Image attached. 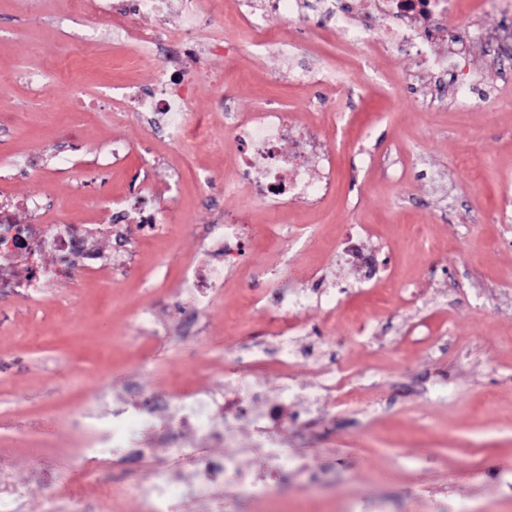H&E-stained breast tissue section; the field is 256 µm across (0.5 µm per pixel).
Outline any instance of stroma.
<instances>
[{
    "mask_svg": "<svg viewBox=\"0 0 512 512\" xmlns=\"http://www.w3.org/2000/svg\"><path fill=\"white\" fill-rule=\"evenodd\" d=\"M67 11L68 0H0V163L35 168L0 184V209L25 221L28 200L48 201L54 217L96 226L105 252L107 204L116 198L168 232L146 241L138 224L128 225L125 276L108 282L79 270L55 301L0 302V486L25 491L12 512H145L132 488L153 480L152 462L82 471V437L70 414L100 391L108 415L183 385L223 390L231 357L261 327L249 298L253 274L278 252L306 275L265 290L308 303L290 339L296 366L281 375L272 354L263 371L266 397L292 389L288 423L274 432L290 454L289 496L249 499L224 484L180 501L176 512H512V85L486 52L492 43L512 46V25L494 12L477 14L467 66L480 90L469 106L448 97L426 108L399 84L421 68L419 57L376 60L380 79L364 80L354 53L332 48L313 13L298 22L306 40L296 55L328 62L336 80L293 83L278 46L289 22L275 21L271 47L244 64L211 58L218 85L195 91L219 151L183 158L156 143L145 180L140 146L149 129L132 115L113 124L104 88L140 91L154 62L129 69L105 20L77 25ZM31 71L48 76L46 94L28 85ZM220 93L245 112L273 102L300 126L316 127L333 152L329 194L263 203L225 189L224 171L238 155L211 113ZM335 113L342 121L332 122ZM117 139L132 150L116 162ZM198 167L212 171L219 204L200 194ZM175 168L182 177L171 194ZM227 213L245 221L246 260L226 271L199 332H182L183 265ZM354 224L366 225L368 236L348 238ZM341 280L368 288L325 319L320 297ZM144 308L158 328L146 339L131 330ZM363 319L369 328L360 335L355 323ZM336 367L352 399L330 390L327 372ZM263 412L258 402L232 420L220 445L190 428L185 453L169 452L161 433L145 445L187 483L198 454L230 457L258 476L269 465L256 424Z\"/></svg>",
    "mask_w": 512,
    "mask_h": 512,
    "instance_id": "1",
    "label": "stroma"
}]
</instances>
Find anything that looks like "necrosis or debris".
Listing matches in <instances>:
<instances>
[{"mask_svg": "<svg viewBox=\"0 0 512 512\" xmlns=\"http://www.w3.org/2000/svg\"><path fill=\"white\" fill-rule=\"evenodd\" d=\"M317 8L331 22L339 42L355 47L361 55L357 66L362 75L374 74L372 57L376 54L398 56L416 49L430 76L441 77L455 72L458 60L452 55L437 53V43L447 41L449 27L469 28L476 13L499 12L512 22V0H357V9L365 14L363 22H355L344 0H316ZM137 12L153 16L151 25H133L127 13L113 8L110 0H70L72 17L103 16L109 22L114 41L133 45L135 60L163 52V60L153 71V80L162 87V94L138 96L140 111L150 113L154 126L166 135L171 146L212 151L216 145L204 130V120L193 109L194 99L186 87L211 80L208 70L194 66L196 50L181 41L180 30L163 20L160 0H136ZM383 16L385 36L381 42L371 39V18ZM214 112L224 120V137L231 141L241 160L240 165L225 175L230 187L244 190L256 199L283 197L289 200L325 195L327 188L306 169L308 158L317 165L328 163V156H315L317 132L302 137L292 134L294 121L282 108L269 106L241 119L237 107L226 99H217ZM291 141L289 156H281L283 141ZM32 263L23 277L10 276L9 271L20 255ZM57 258L47 264V255ZM103 255L95 239L85 228L64 221L53 223L18 222L11 213L0 212V293L13 295L39 305L45 302V291L51 287L68 288L75 283L76 270L97 271L103 266ZM180 293L205 308L212 307L224 288V266L220 263L190 260L183 268ZM263 395L259 379L245 374L229 384L223 396L201 388H180L170 392L166 435L179 440L186 428H193L212 443L224 441L225 401L239 404ZM105 394L89 400L85 411L73 419V424L87 437L84 455L104 465L117 449L137 445L147 431L156 426V408L151 404L120 407L111 420L98 416L97 410ZM197 478L186 484L165 469H157L153 482L136 486L141 499L151 504L154 512H169L176 500L189 495H206L213 485L232 482L251 498L274 497L282 494L284 485L279 470H272L263 480L246 474L233 459L201 455L196 459Z\"/></svg>", "mask_w": 512, "mask_h": 512, "instance_id": "1", "label": "necrosis or debris"}]
</instances>
